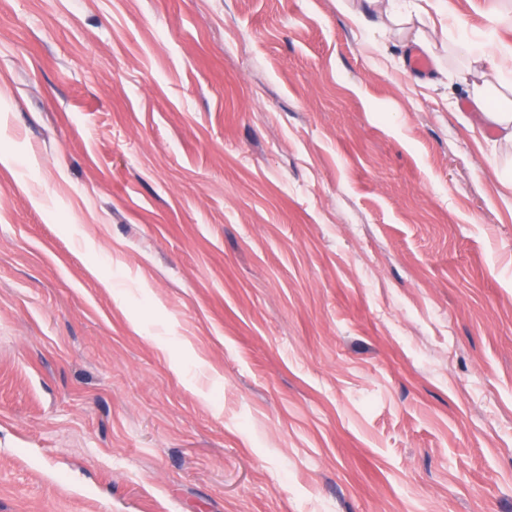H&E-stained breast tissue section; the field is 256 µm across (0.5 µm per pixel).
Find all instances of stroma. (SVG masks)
<instances>
[{"instance_id": "stroma-1", "label": "stroma", "mask_w": 512, "mask_h": 512, "mask_svg": "<svg viewBox=\"0 0 512 512\" xmlns=\"http://www.w3.org/2000/svg\"><path fill=\"white\" fill-rule=\"evenodd\" d=\"M512 46V0H442ZM336 0H0V512H512V190Z\"/></svg>"}]
</instances>
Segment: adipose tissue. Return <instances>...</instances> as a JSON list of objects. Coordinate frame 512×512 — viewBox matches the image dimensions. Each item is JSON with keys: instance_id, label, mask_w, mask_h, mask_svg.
<instances>
[{"instance_id": "obj_1", "label": "adipose tissue", "mask_w": 512, "mask_h": 512, "mask_svg": "<svg viewBox=\"0 0 512 512\" xmlns=\"http://www.w3.org/2000/svg\"><path fill=\"white\" fill-rule=\"evenodd\" d=\"M459 54L468 60L466 118L481 130L493 132L495 141L512 146V66L491 64L482 44L463 38L457 44Z\"/></svg>"}]
</instances>
